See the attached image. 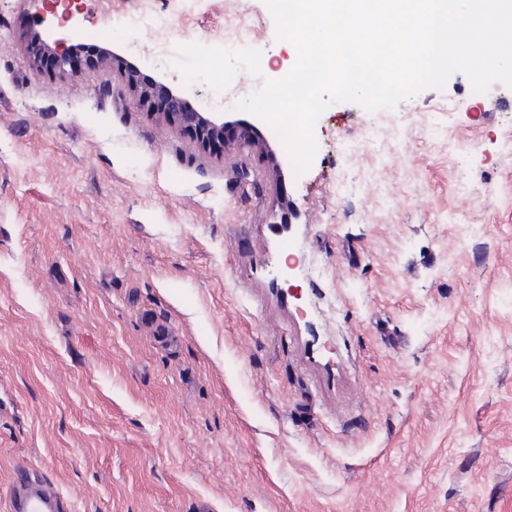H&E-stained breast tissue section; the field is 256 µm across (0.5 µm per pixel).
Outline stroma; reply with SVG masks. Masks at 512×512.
<instances>
[{
  "label": "stroma",
  "instance_id": "35a3bbf8",
  "mask_svg": "<svg viewBox=\"0 0 512 512\" xmlns=\"http://www.w3.org/2000/svg\"><path fill=\"white\" fill-rule=\"evenodd\" d=\"M78 3L59 71L0 0V512L20 465L67 512H512V88L332 104L298 176L237 106L296 61L265 0ZM130 65L268 150L159 122Z\"/></svg>",
  "mask_w": 512,
  "mask_h": 512
}]
</instances>
